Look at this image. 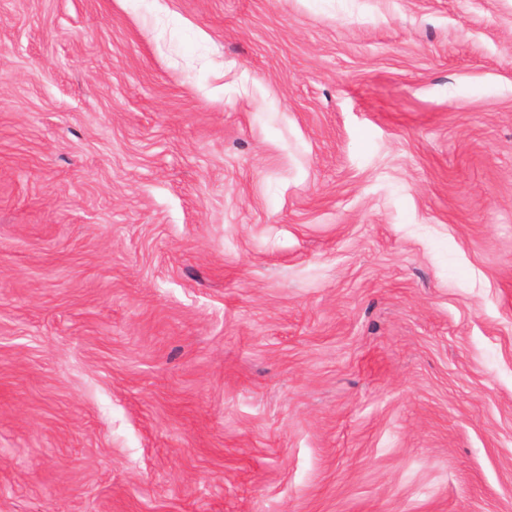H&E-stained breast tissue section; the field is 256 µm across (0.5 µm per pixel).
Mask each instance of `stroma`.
<instances>
[{
    "label": "stroma",
    "mask_w": 512,
    "mask_h": 512,
    "mask_svg": "<svg viewBox=\"0 0 512 512\" xmlns=\"http://www.w3.org/2000/svg\"><path fill=\"white\" fill-rule=\"evenodd\" d=\"M0 512H512V0H0Z\"/></svg>",
    "instance_id": "35a3bbf8"
}]
</instances>
